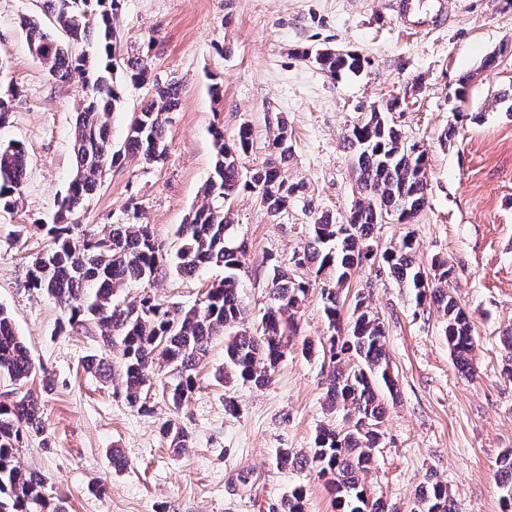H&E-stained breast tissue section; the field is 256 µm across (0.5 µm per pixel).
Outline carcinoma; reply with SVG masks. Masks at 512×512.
Returning <instances> with one entry per match:
<instances>
[{
    "label": "carcinoma",
    "instance_id": "1",
    "mask_svg": "<svg viewBox=\"0 0 512 512\" xmlns=\"http://www.w3.org/2000/svg\"><path fill=\"white\" fill-rule=\"evenodd\" d=\"M122 0H45L50 13L45 24L33 16L20 18L29 45L50 49L40 63L49 76L77 82L81 95L76 112L73 153L76 169L65 195L55 200L54 224L47 229L49 244L32 260L28 288L51 299L65 314L72 331L91 329L99 353L85 369L106 374L107 354L119 348L127 403L144 414L154 413L151 400L159 397L174 410L188 405L197 389L196 369L212 341L224 337L222 385L248 383L259 389L271 382L272 372L285 356L296 330L295 315L310 282L295 278L280 265L270 268L272 301L259 326H245V306L240 296L239 274L246 243L237 241L231 204L241 193L254 194L270 214L288 208L298 186L288 183L282 166L288 160L286 122L268 145L270 158L243 177L240 160L253 149L252 128L239 126L225 141L224 130H211L215 149L213 172L203 186V203L179 226V248L170 253L140 223L138 210L123 224H105L91 235H79L77 215L86 199L101 185L106 173L137 157L146 165L159 162L166 152V119L178 104L174 82L157 85L155 98L133 116L124 146L112 145L110 115L119 110L122 96L114 71L123 68L134 83L145 79L148 60L117 55L114 20ZM86 45L92 52L74 54L71 47ZM365 59L354 51L321 56L317 65L330 77L358 72ZM371 111L349 126L343 142L352 152L353 175L361 199L346 223L323 216L312 224L311 234L294 264L312 268L320 284L323 313L331 335L323 353L333 368L326 381L325 405L344 413V426L320 427L312 448L295 454L283 449L281 466H300L313 472L334 495L338 512H396L368 498L364 476L371 469L373 451L384 437L389 401L397 394L385 346L386 327L380 317L356 300L343 318L341 292L354 269L365 261L385 265L391 275L410 288L417 306L435 309L443 320V333L454 365L468 378L475 375L472 362L474 328L468 312L451 291L453 267L437 260L434 273L417 268L419 243L412 233L395 245H374L373 229L384 217L395 216L411 224L427 205L425 151L408 144L384 112ZM27 171V153L17 141H0V211L15 208ZM224 268V278L212 282L200 302L170 307L150 294L118 303L117 288L127 282L153 281L173 270L190 276L202 267ZM168 367L157 379L155 365ZM37 373L35 362L18 335L9 313L0 307V378L18 385ZM169 446L180 452L192 447L191 433L174 419L160 423ZM34 437L45 438L37 398L14 391L0 394V512H67L62 502L47 494V481L37 472L20 468V448ZM501 512H512V449L498 461ZM304 489L296 487L280 504V512H302ZM447 485L427 480L417 494L414 512H452Z\"/></svg>",
    "mask_w": 512,
    "mask_h": 512
}]
</instances>
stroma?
I'll return each mask as SVG.
<instances>
[{
  "label": "stroma",
  "mask_w": 512,
  "mask_h": 512,
  "mask_svg": "<svg viewBox=\"0 0 512 512\" xmlns=\"http://www.w3.org/2000/svg\"><path fill=\"white\" fill-rule=\"evenodd\" d=\"M394 0H123L115 21L123 57H149L146 82L122 81L123 103L110 117L112 144H124L134 113L152 99L155 82H176L179 103L166 113L167 152L143 165L126 159L86 200L83 233L120 224L138 203L144 223L169 248L176 230L201 205L213 168L212 127L232 138L249 124L254 146L242 175L263 165L279 119L291 147L284 175L299 187L286 211L270 215L252 195L233 203L236 235L247 253L241 269L246 321L255 324L270 303L272 265L291 266L315 218L343 220L359 198L344 129L388 100L407 143L428 156V204L413 226L416 260L451 264L453 290L474 322L476 379L455 369L436 312L417 307L411 291L387 269L363 264L346 290L347 305L364 294L387 328L386 350L399 396L389 408L385 440L365 486L370 497L411 512L427 478L447 483L454 512H500L498 459L512 448V381L503 376L512 333V0H445L446 26L416 35L405 30ZM42 17V0H0V77L14 83L0 140L27 152L25 184L12 213H0V307L12 316L38 372L26 387L41 401L45 438L23 448L22 468L45 474L50 495L68 512H278L292 488L306 491L304 512H336L322 481L306 470L278 467L280 449L304 452L320 425L342 426L323 403L329 361L303 354L304 342L328 334L318 286H311L299 329L268 386L224 388L216 338L197 368L200 387L178 421L193 436L178 455L158 425L171 413L128 405L120 380L84 372L97 353L90 335L61 332V309L28 288L32 259L48 244L38 223H51L54 202L68 187L76 82L47 75L18 26ZM353 50L365 58L356 74L330 78L312 58L323 50ZM496 65L484 68L487 56ZM472 74L466 101L454 95L460 75ZM224 93L215 97L213 83ZM467 118L452 140L443 132L454 114ZM409 226L375 225L379 246L400 241ZM223 269L192 276L160 274L151 285L130 283L118 300L147 291L168 305L191 306ZM234 397L237 415L224 411ZM127 465L116 470L113 449ZM102 483L104 492L92 491Z\"/></svg>",
  "instance_id": "obj_1"
}]
</instances>
